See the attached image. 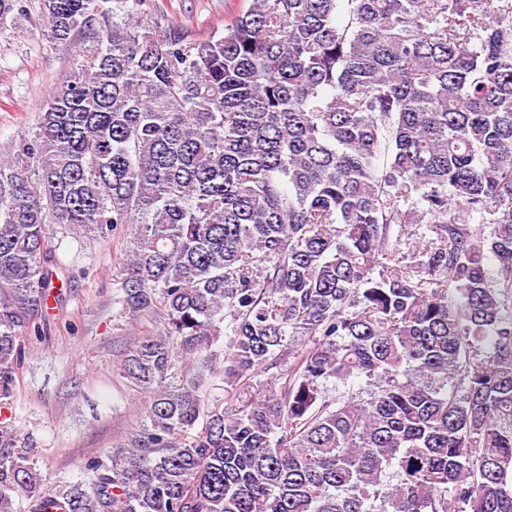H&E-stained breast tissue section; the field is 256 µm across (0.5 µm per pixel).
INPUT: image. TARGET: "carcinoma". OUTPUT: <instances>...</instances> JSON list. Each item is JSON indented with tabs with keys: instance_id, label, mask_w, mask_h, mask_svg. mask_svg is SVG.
<instances>
[{
	"instance_id": "carcinoma-1",
	"label": "carcinoma",
	"mask_w": 512,
	"mask_h": 512,
	"mask_svg": "<svg viewBox=\"0 0 512 512\" xmlns=\"http://www.w3.org/2000/svg\"><path fill=\"white\" fill-rule=\"evenodd\" d=\"M109 2L43 0L92 46L0 159V397L49 224L134 225L166 333L88 485L44 492L0 425V512H512V0H241L194 42Z\"/></svg>"
}]
</instances>
